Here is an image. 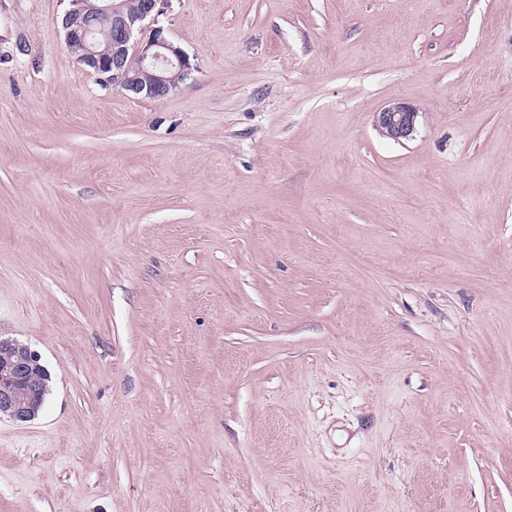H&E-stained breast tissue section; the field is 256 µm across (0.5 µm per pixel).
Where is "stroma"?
<instances>
[{
	"mask_svg": "<svg viewBox=\"0 0 512 512\" xmlns=\"http://www.w3.org/2000/svg\"><path fill=\"white\" fill-rule=\"evenodd\" d=\"M67 7L0 0V512H512V0H171L160 99ZM418 117L419 112L410 104L392 100L374 112V126L382 137L399 143L414 136ZM0 414L25 423L38 414L44 398L36 383L35 371L43 369L37 356L25 345L0 338ZM24 394L25 398L20 399Z\"/></svg>",
	"mask_w": 512,
	"mask_h": 512,
	"instance_id": "1",
	"label": "stroma"
}]
</instances>
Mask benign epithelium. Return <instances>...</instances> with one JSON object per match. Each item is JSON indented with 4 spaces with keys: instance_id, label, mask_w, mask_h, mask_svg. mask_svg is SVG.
I'll return each mask as SVG.
<instances>
[{
    "instance_id": "1",
    "label": "benign epithelium",
    "mask_w": 512,
    "mask_h": 512,
    "mask_svg": "<svg viewBox=\"0 0 512 512\" xmlns=\"http://www.w3.org/2000/svg\"><path fill=\"white\" fill-rule=\"evenodd\" d=\"M171 0H69L62 20L66 46L96 79L127 93L164 98L188 74L189 56L158 26ZM419 112L410 104L392 100L374 113L379 134L393 142L411 139ZM42 368L25 345L0 338V414L25 423L38 414L44 398L35 371Z\"/></svg>"
}]
</instances>
